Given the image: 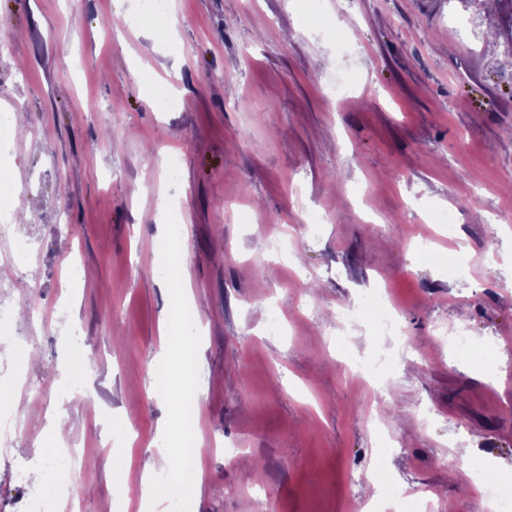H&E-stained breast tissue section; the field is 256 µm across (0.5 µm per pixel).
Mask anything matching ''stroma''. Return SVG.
<instances>
[{
    "label": "stroma",
    "mask_w": 512,
    "mask_h": 512,
    "mask_svg": "<svg viewBox=\"0 0 512 512\" xmlns=\"http://www.w3.org/2000/svg\"><path fill=\"white\" fill-rule=\"evenodd\" d=\"M318 8L328 26L303 0H174L161 18L138 0H0V112L28 130L0 177L16 187L9 233L36 256L0 299L33 294L53 318L15 319L0 348L44 391L15 397L25 430L0 458V512H18L13 461L54 448V411L86 451L71 476L82 512H140V465L167 420L149 392L166 372L160 323L184 284L181 313L202 327L199 456L156 465L165 485L202 471L195 512H367L401 490L483 512L479 485L448 479L469 453L512 481V9ZM338 69L343 101L325 91ZM153 78L177 110L157 111ZM378 289L403 341L340 328ZM275 310L291 320L279 336ZM450 326L474 349L442 342ZM84 354L64 396L60 365ZM368 360L381 369L364 379ZM127 430L130 445L108 444Z\"/></svg>",
    "instance_id": "1"
}]
</instances>
